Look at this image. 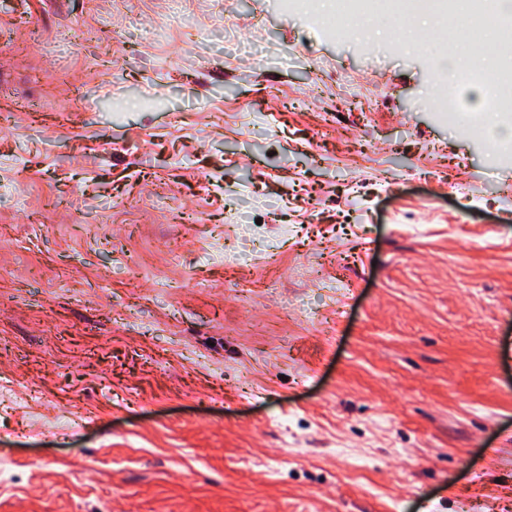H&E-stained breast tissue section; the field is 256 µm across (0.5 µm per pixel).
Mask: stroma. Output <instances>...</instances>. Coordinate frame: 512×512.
Returning <instances> with one entry per match:
<instances>
[{
  "mask_svg": "<svg viewBox=\"0 0 512 512\" xmlns=\"http://www.w3.org/2000/svg\"><path fill=\"white\" fill-rule=\"evenodd\" d=\"M282 0H0V512H512V158Z\"/></svg>",
  "mask_w": 512,
  "mask_h": 512,
  "instance_id": "1",
  "label": "stroma"
}]
</instances>
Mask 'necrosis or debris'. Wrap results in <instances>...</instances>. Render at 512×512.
<instances>
[{"label":"necrosis or debris","mask_w":512,"mask_h":512,"mask_svg":"<svg viewBox=\"0 0 512 512\" xmlns=\"http://www.w3.org/2000/svg\"><path fill=\"white\" fill-rule=\"evenodd\" d=\"M313 0H284L289 14L316 17L319 25L345 40L363 24L385 20L395 24L401 40L418 41L416 22L430 13L443 33L442 51H429L436 82L445 96L438 106L450 124L475 139L488 138L491 122L512 127V57L498 56L500 43L512 40V7L505 0H329L328 8L313 12ZM480 44L491 60L478 67L464 51ZM479 87L483 109L449 110L448 101L464 87Z\"/></svg>","instance_id":"1"}]
</instances>
